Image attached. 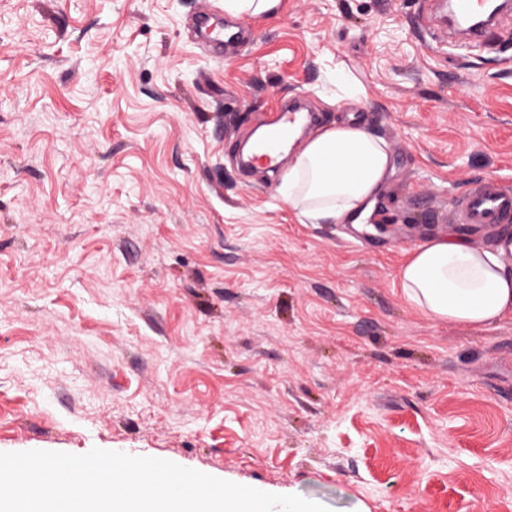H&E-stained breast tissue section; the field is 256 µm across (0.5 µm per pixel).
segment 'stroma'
I'll use <instances>...</instances> for the list:
<instances>
[{
	"mask_svg": "<svg viewBox=\"0 0 512 512\" xmlns=\"http://www.w3.org/2000/svg\"><path fill=\"white\" fill-rule=\"evenodd\" d=\"M203 0H0V452L165 459L330 512H512V315L402 295L409 249L512 186V34L427 48L418 0H282L213 51ZM345 72L358 98L336 94ZM291 96L383 138L360 231L237 145Z\"/></svg>",
	"mask_w": 512,
	"mask_h": 512,
	"instance_id": "obj_1",
	"label": "stroma"
}]
</instances>
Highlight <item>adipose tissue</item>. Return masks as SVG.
I'll use <instances>...</instances> for the list:
<instances>
[{
  "label": "adipose tissue",
  "instance_id": "1",
  "mask_svg": "<svg viewBox=\"0 0 512 512\" xmlns=\"http://www.w3.org/2000/svg\"><path fill=\"white\" fill-rule=\"evenodd\" d=\"M389 167L385 141L342 122L308 138L288 162L282 187L289 204L314 224L363 223ZM512 242L478 247L445 234L411 249L400 269L405 298L427 316L488 327L512 313V273L503 262Z\"/></svg>",
  "mask_w": 512,
  "mask_h": 512
}]
</instances>
